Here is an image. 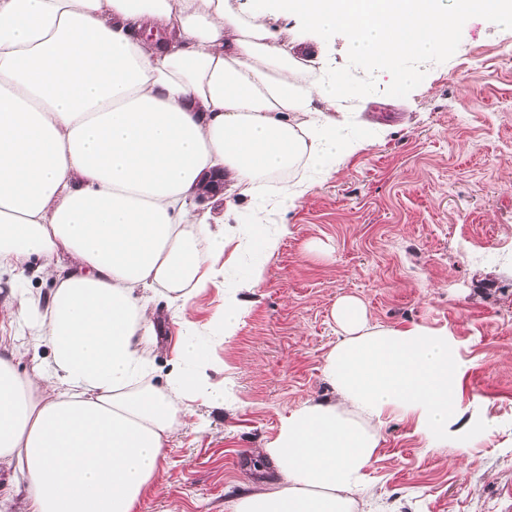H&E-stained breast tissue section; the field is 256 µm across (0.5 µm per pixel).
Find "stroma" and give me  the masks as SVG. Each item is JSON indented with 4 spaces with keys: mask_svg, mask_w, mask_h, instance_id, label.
Segmentation results:
<instances>
[{
    "mask_svg": "<svg viewBox=\"0 0 512 512\" xmlns=\"http://www.w3.org/2000/svg\"><path fill=\"white\" fill-rule=\"evenodd\" d=\"M265 25L292 45L302 71L323 59L348 74L335 117L368 144L274 215L288 227L276 252L228 244L223 282L190 301L200 336L225 291L246 306L215 374L237 399L195 403L181 418L139 512H224L245 487L279 481L261 450L282 419L337 399L323 366L343 296L360 299L373 325L448 329L469 363L463 421L496 423L440 444L390 418L355 512H512V62L498 57L512 27L475 16L406 83L405 62L349 57L342 39L295 17ZM257 262L265 278L246 287ZM174 313L159 302L149 352L162 373L176 355Z\"/></svg>",
    "mask_w": 512,
    "mask_h": 512,
    "instance_id": "1",
    "label": "stroma"
}]
</instances>
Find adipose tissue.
<instances>
[{"instance_id":"1","label":"adipose tissue","mask_w":512,"mask_h":512,"mask_svg":"<svg viewBox=\"0 0 512 512\" xmlns=\"http://www.w3.org/2000/svg\"><path fill=\"white\" fill-rule=\"evenodd\" d=\"M361 58L418 61L512 0H271ZM276 35L224 0H0V272L52 279L1 316L25 343L0 355V464L26 481L28 512H138L189 402L224 405L216 344L236 336L237 293L182 336L164 376L147 349L157 296L189 301L224 276L232 228L211 206L272 194L293 207L325 167L366 145L329 114L349 90L334 65L300 76ZM309 171L271 186L295 166ZM323 373L336 403L304 404L264 448L282 479L226 512H354L398 414L447 442L467 370L453 336L369 324L339 298ZM32 356L29 371L15 358Z\"/></svg>"}]
</instances>
